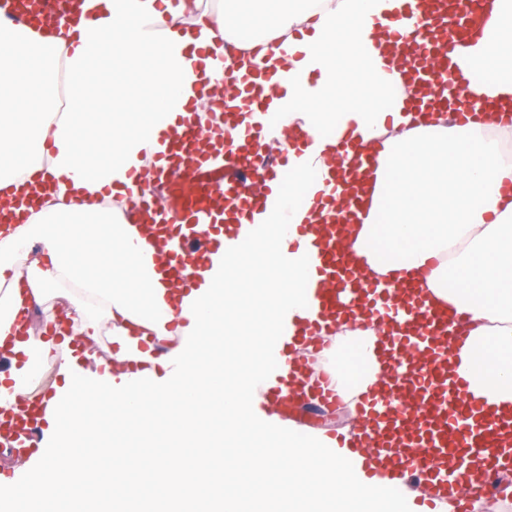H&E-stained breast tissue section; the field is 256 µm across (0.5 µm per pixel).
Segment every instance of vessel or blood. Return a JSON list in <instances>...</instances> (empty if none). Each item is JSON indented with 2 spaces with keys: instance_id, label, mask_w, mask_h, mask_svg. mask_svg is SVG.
<instances>
[{
  "instance_id": "b4317fda",
  "label": "vessel or blood",
  "mask_w": 512,
  "mask_h": 512,
  "mask_svg": "<svg viewBox=\"0 0 512 512\" xmlns=\"http://www.w3.org/2000/svg\"><path fill=\"white\" fill-rule=\"evenodd\" d=\"M17 2L15 21L45 23L42 0ZM449 2L453 6L449 19L461 35L485 24L483 0ZM393 23L396 51L408 53L417 62L412 78L417 111L423 114L447 106L452 99L467 101L469 82L457 64L440 54L436 41L430 40L428 17L404 10L394 15ZM275 119V113L262 106L246 125H239L230 111L225 112L223 125H205L194 112L185 119L180 135L162 142L159 155L168 161L166 206L154 211L143 202L139 208L148 214L152 238L170 245L166 260L172 280L181 279L187 261H209L213 245L206 227L214 223L216 213L224 215V255L230 258L241 244L256 243L258 228L266 227L270 213L278 209L280 198L273 187L287 182L288 163L261 165L263 131ZM204 128L211 139L222 142V149L200 146L198 136ZM254 172L269 183L265 193H254L245 183L244 174ZM364 184L361 177L352 184L341 179L323 182V195L340 197L343 207L317 225L321 246L304 255V266L317 291L313 309L319 314L318 319L307 321L304 331L320 335L322 320L339 313L369 315L389 327L382 342L388 358L412 348L419 351L422 362L417 369L398 377L387 394L362 401L359 412L369 431L363 440H349L347 447L355 452L364 443L374 455L390 461L396 446L417 448L419 475L445 492L455 486L448 473L449 461L464 466L475 455L487 470L498 467L503 426L477 419L474 408L462 399L461 386L450 375L448 318L425 306L420 285L409 283L394 290L364 285L359 267L345 248Z\"/></svg>"
}]
</instances>
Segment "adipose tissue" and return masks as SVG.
I'll use <instances>...</instances> for the list:
<instances>
[{
    "mask_svg": "<svg viewBox=\"0 0 512 512\" xmlns=\"http://www.w3.org/2000/svg\"><path fill=\"white\" fill-rule=\"evenodd\" d=\"M422 0H81L51 29L17 24L0 0V208L37 196L25 223L0 224V410L37 404L40 434L25 471L0 475V506L53 503L66 475L83 470L66 449L88 417L107 413L113 432L148 406L200 408L224 394V435L263 444L253 467L276 475L279 498L331 502L335 512H417L423 480L395 469L360 471L329 429L276 411L253 413L272 388L274 361L205 347L209 336H247L239 300L258 298L262 330L307 318L305 273L280 249L317 239L308 223L321 203L311 173L327 159L376 161L347 238L364 282L421 283L446 308L456 335L451 360L467 401L487 416L512 411V160L501 157L512 125L482 107L512 102V0H487L489 18L448 46L468 74L469 115L415 123L406 69L393 53L389 17ZM234 75L263 69L256 97L279 116L266 143L309 132L305 165L288 171L269 247L244 245L228 269L187 267L174 283L128 212L136 177L155 168L160 137ZM65 75L68 107L55 90ZM68 278L97 294L91 310L61 296ZM388 328L338 320L324 352L344 401L385 392L392 366L379 342ZM107 345L106 356L95 349ZM54 373L52 394L37 388Z\"/></svg>",
    "mask_w": 512,
    "mask_h": 512,
    "instance_id": "adipose-tissue-1",
    "label": "adipose tissue"
}]
</instances>
